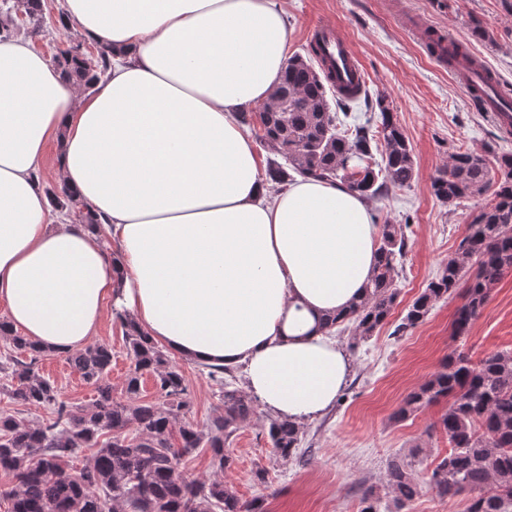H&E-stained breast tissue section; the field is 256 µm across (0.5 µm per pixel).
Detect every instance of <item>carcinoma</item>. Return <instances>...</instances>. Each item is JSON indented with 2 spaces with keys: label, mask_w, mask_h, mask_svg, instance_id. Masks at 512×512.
Listing matches in <instances>:
<instances>
[{
  "label": "carcinoma",
  "mask_w": 512,
  "mask_h": 512,
  "mask_svg": "<svg viewBox=\"0 0 512 512\" xmlns=\"http://www.w3.org/2000/svg\"><path fill=\"white\" fill-rule=\"evenodd\" d=\"M311 51L320 69L300 56L288 58L280 85L261 111L242 114L246 125L259 123L260 141L285 160L268 168L269 180L284 187L296 175L316 178L340 183L370 201L410 186L412 147L384 98L371 100L360 87L336 93V108H331V72L319 50ZM55 63L68 80L89 88L112 59L99 44L90 61L77 45L60 51ZM360 102L379 110L376 131L347 122ZM378 153L379 162L374 158ZM496 164L492 169L484 154L458 151L433 179V193L444 204L487 191L491 199L467 225L460 255L448 260L441 275L413 300L394 334L402 336L425 321L435 302L462 287L465 301L456 311L453 333L468 335L501 276L512 270V153L498 156ZM375 245L377 267L365 298L326 324L329 330L354 324L352 349L387 323L399 295L395 275L406 248L401 225L385 221ZM123 325L133 362L124 382L125 399H114L104 383L112 348L96 344L67 356L98 393L91 405L76 406L40 374L38 363L47 350L0 321V340L27 355L25 361L9 356L10 402L50 413L32 424L15 411L0 410V471L11 476L10 488L0 493L7 512H265L262 500H242L224 480L234 464L229 446L256 412L251 397L224 384L231 369L212 366L209 371L220 386L221 411L203 424L182 418L188 406L182 370L132 320L123 318ZM146 373L154 378L157 402L139 400ZM442 399L448 408L436 427L445 433L450 450L431 470L432 489L441 498L469 495L467 512H512V352L496 351L477 363L463 352L451 353L404 397L394 418L404 421ZM265 430L279 460L300 457V425L270 418ZM200 448L210 453L213 474L207 480L190 479L181 470L183 460ZM88 451L86 463L74 470L71 463ZM420 493L412 462L396 456L387 463L384 492L373 485L361 490L359 512H380L384 497L394 512H412Z\"/></svg>",
  "instance_id": "obj_1"
}]
</instances>
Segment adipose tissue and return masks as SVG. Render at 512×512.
<instances>
[{"mask_svg":"<svg viewBox=\"0 0 512 512\" xmlns=\"http://www.w3.org/2000/svg\"><path fill=\"white\" fill-rule=\"evenodd\" d=\"M108 44L84 94L28 43L0 38V304L66 353L114 305L184 360L243 367L247 394L295 421L331 408L351 371L324 321L363 299L377 260L369 201L297 178L269 194L240 121L281 81L276 0H64ZM56 177L95 221L71 223ZM49 153H50V156H49L48 163L40 176V184L46 190V192H47V190L50 192L52 190H56L57 192H59V193H57L54 191L51 194L54 203H56V205H58V206L64 207V205L66 204L65 203L66 201H67V203H71V204L79 203L80 199L77 198V196L74 195L73 193L68 192L67 190L62 189V188H61V191L59 190L60 187L56 181V178L53 173V167H52L53 166V164H52L53 152L51 151ZM61 207H59L60 212L64 213L66 215V217L71 220V222L78 223V222L82 221L81 218L79 217V213H78L77 209L70 210V209H65V208H61Z\"/></svg>","mask_w":512,"mask_h":512,"instance_id":"1","label":"adipose tissue"}]
</instances>
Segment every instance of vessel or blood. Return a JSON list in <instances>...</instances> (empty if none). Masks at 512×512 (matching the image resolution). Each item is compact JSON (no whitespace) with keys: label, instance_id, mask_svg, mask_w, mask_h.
I'll list each match as a JSON object with an SVG mask.
<instances>
[{"label":"vessel or blood","instance_id":"1","mask_svg":"<svg viewBox=\"0 0 512 512\" xmlns=\"http://www.w3.org/2000/svg\"><path fill=\"white\" fill-rule=\"evenodd\" d=\"M312 42L321 46L337 89L350 91L363 84L364 71L359 58L349 40L334 25L315 26ZM455 76L469 98L482 105L484 111L495 114L507 111L498 86L484 68L459 69Z\"/></svg>","mask_w":512,"mask_h":512}]
</instances>
